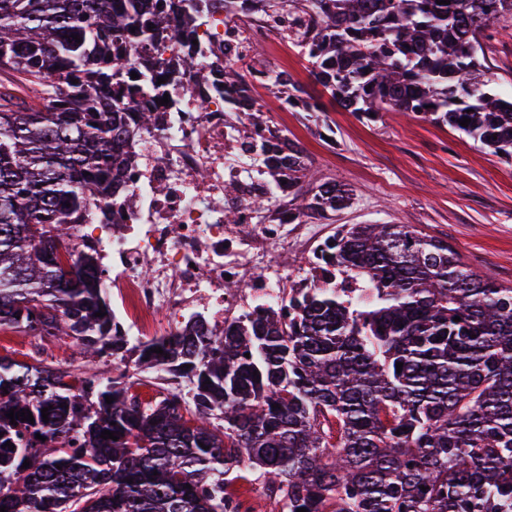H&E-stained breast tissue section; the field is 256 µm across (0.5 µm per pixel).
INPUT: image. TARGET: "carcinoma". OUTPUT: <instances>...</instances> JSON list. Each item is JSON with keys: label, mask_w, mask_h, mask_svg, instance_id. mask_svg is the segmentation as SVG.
Returning a JSON list of instances; mask_svg holds the SVG:
<instances>
[{"label": "carcinoma", "mask_w": 512, "mask_h": 512, "mask_svg": "<svg viewBox=\"0 0 512 512\" xmlns=\"http://www.w3.org/2000/svg\"><path fill=\"white\" fill-rule=\"evenodd\" d=\"M188 2L0 0V330L69 338L86 362L74 373L0 357V508L236 512L229 487L245 466L280 512H512V288L410 224L340 225L320 247L327 283L290 289L280 309L221 331L196 314L183 335L140 345L122 335L71 218L119 182L128 111L156 126L144 101L165 94V43L196 71L207 18ZM253 2L292 18L278 31L332 102L411 112L512 159V97L490 88L483 56L512 0ZM251 100L244 66L224 60L228 111ZM263 127L257 113L236 133L265 182L288 180V210L332 221L352 206L329 181L303 190V150ZM132 353L186 391L144 402L127 369H99ZM22 409L34 422L11 423Z\"/></svg>", "instance_id": "cac0c4a2"}]
</instances>
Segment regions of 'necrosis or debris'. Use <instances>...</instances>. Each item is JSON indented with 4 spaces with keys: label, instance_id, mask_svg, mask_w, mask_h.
Returning a JSON list of instances; mask_svg holds the SVG:
<instances>
[{
    "label": "necrosis or debris",
    "instance_id": "1",
    "mask_svg": "<svg viewBox=\"0 0 512 512\" xmlns=\"http://www.w3.org/2000/svg\"><path fill=\"white\" fill-rule=\"evenodd\" d=\"M250 18L245 9L231 17L212 13L200 31L210 53L200 56L195 75L170 82L157 127L131 145L133 158L111 208H90L75 224L72 245L98 253L101 286L115 299L124 335L175 336L198 312L223 327L246 311L226 287L231 279L249 282L257 303L280 301L296 285L279 256L298 216L281 207L276 223L260 224L249 205L260 189L281 201L288 188L261 186L257 168L239 164L244 145L229 132L223 79L215 72L217 59L243 58L239 32L253 42L267 37L269 22ZM229 179L239 183L230 198L224 195ZM228 207L240 223H225Z\"/></svg>",
    "mask_w": 512,
    "mask_h": 512
}]
</instances>
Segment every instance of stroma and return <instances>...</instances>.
Wrapping results in <instances>:
<instances>
[{
    "instance_id": "35a3bbf8",
    "label": "stroma",
    "mask_w": 512,
    "mask_h": 512,
    "mask_svg": "<svg viewBox=\"0 0 512 512\" xmlns=\"http://www.w3.org/2000/svg\"><path fill=\"white\" fill-rule=\"evenodd\" d=\"M485 64L496 92L512 95V16L492 25ZM252 63L283 69L312 96L323 88L299 48L272 35L252 49ZM267 109L269 126L287 131L306 162L327 181L354 194L335 224H411L423 235L448 242L472 271L512 288V165L482 149L464 133L399 111L368 121L335 107L326 112L288 109L265 88L253 91ZM335 224L311 219L288 231L282 262L301 276L308 249L332 234ZM0 356L20 362L41 359L71 370L83 368L75 348L53 341L38 346L23 334L0 331Z\"/></svg>"
}]
</instances>
